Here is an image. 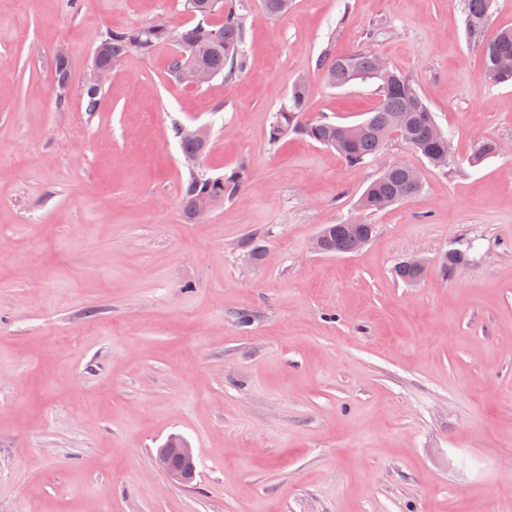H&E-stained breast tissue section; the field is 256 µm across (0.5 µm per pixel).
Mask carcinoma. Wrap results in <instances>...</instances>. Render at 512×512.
I'll use <instances>...</instances> for the list:
<instances>
[{"label": "carcinoma", "instance_id": "obj_1", "mask_svg": "<svg viewBox=\"0 0 512 512\" xmlns=\"http://www.w3.org/2000/svg\"><path fill=\"white\" fill-rule=\"evenodd\" d=\"M494 0H464V25L469 38L480 48L484 77L501 84L512 80V28L498 31L484 39ZM185 10L194 23L177 30L183 41L169 63L172 76L188 63L202 67L213 77L231 81L251 66L246 51V26L240 0H184ZM170 31L150 25L140 28L110 29L102 39L103 57L117 66L129 52L152 54L158 47L169 44ZM333 86H344L354 80H375L379 84L377 106L363 121L341 124L308 116L310 87L299 79L292 86L288 100L278 112L269 130V142L274 144L290 134L304 136L320 145L333 148L349 164L359 166L375 157L389 134L397 131L399 138L421 154L435 169L448 165L450 139L435 131L436 122L414 81L402 72L380 67L379 59L367 51L357 50L334 55L327 48L318 60ZM497 154V144L490 140L477 142L468 158L476 166ZM417 171L403 163H392L362 193L357 208L366 214L386 211L391 206L420 195L421 180ZM246 182V168L238 166L218 177L193 170L183 190L184 212L194 216L192 204L198 197L214 196L220 201L238 198ZM374 225L363 223L356 228L341 224L326 225L325 250L329 254L353 253L372 237Z\"/></svg>", "mask_w": 512, "mask_h": 512}]
</instances>
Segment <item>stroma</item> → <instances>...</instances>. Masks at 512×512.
<instances>
[{"label":"stroma","instance_id":"obj_1","mask_svg":"<svg viewBox=\"0 0 512 512\" xmlns=\"http://www.w3.org/2000/svg\"><path fill=\"white\" fill-rule=\"evenodd\" d=\"M249 4L239 78L190 86L173 47L134 52L89 112L102 33L191 24L181 0H0V512H512V85L484 78L464 0ZM327 48L413 77L446 172L395 137L359 167L269 144L298 78L312 116L376 106L375 81H324ZM176 120L210 125L208 175L248 172L192 221ZM478 139L500 152L473 166ZM394 162L421 195L371 216L356 253H314ZM462 245L471 262L444 272ZM417 255L425 276L397 279ZM173 438L195 450L192 486L154 464Z\"/></svg>","mask_w":512,"mask_h":512}]
</instances>
